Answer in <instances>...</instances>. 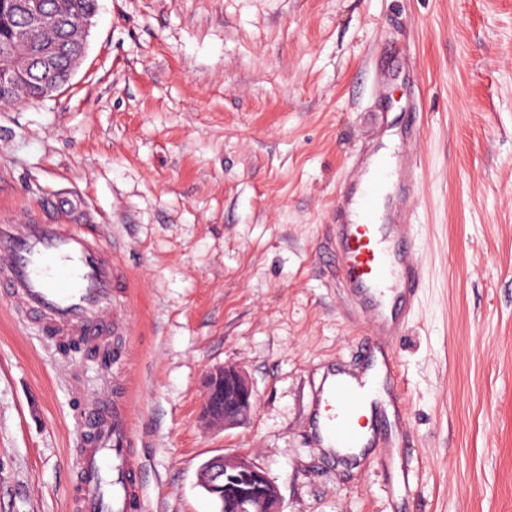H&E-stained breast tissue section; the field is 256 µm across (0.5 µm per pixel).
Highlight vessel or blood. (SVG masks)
<instances>
[{
  "mask_svg": "<svg viewBox=\"0 0 512 512\" xmlns=\"http://www.w3.org/2000/svg\"><path fill=\"white\" fill-rule=\"evenodd\" d=\"M419 130L412 112L405 125L383 132L357 157L331 212L338 280L371 328L363 369H329L312 394L310 438L321 455L339 463H356L368 449L383 447L389 415L403 413L387 341L403 334L424 283L412 218L422 189ZM130 286L117 251L104 248L95 225L0 222V301L53 339L95 350L106 337L125 335L120 291ZM80 437L78 512H139L128 403H89Z\"/></svg>",
  "mask_w": 512,
  "mask_h": 512,
  "instance_id": "obj_1",
  "label": "vessel or blood"
}]
</instances>
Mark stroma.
I'll use <instances>...</instances> for the list:
<instances>
[{
    "instance_id": "35a3bbf8",
    "label": "stroma",
    "mask_w": 512,
    "mask_h": 512,
    "mask_svg": "<svg viewBox=\"0 0 512 512\" xmlns=\"http://www.w3.org/2000/svg\"><path fill=\"white\" fill-rule=\"evenodd\" d=\"M413 90L425 281L390 345L406 485L323 460L305 407L369 331L320 260L329 206ZM32 218L97 225L133 299L109 368L0 305V512H75L80 411L123 378L142 512H217L197 474L224 453L283 512H512V0H98L69 83L0 107V221ZM224 366L258 407L207 427Z\"/></svg>"
}]
</instances>
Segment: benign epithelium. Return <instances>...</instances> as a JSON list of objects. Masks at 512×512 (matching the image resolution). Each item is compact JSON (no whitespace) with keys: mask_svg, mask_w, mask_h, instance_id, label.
I'll return each mask as SVG.
<instances>
[{"mask_svg":"<svg viewBox=\"0 0 512 512\" xmlns=\"http://www.w3.org/2000/svg\"><path fill=\"white\" fill-rule=\"evenodd\" d=\"M26 3L38 28L55 30L64 25L63 19L40 11V0H26ZM37 60L40 69L48 74L37 80L43 95H51L69 81L72 71L58 74L54 43H41ZM30 78L29 60L23 55L15 56L13 67L0 72V100H8L18 83L28 82ZM205 388L201 417L208 425L233 428L247 421L256 409L254 386L240 367L226 366L208 372ZM201 484L217 502L219 512H281L278 488L262 467L246 457L224 454L212 458L209 468L201 472Z\"/></svg>","mask_w":512,"mask_h":512,"instance_id":"7a95c632","label":"benign epithelium"}]
</instances>
